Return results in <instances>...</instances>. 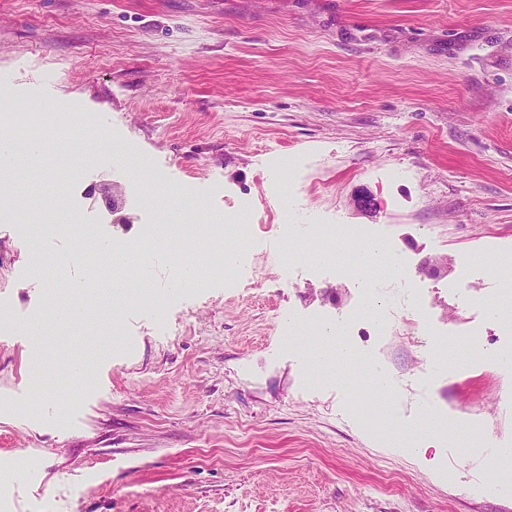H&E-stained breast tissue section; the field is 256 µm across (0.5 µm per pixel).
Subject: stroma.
Segmentation results:
<instances>
[{"mask_svg": "<svg viewBox=\"0 0 512 512\" xmlns=\"http://www.w3.org/2000/svg\"><path fill=\"white\" fill-rule=\"evenodd\" d=\"M0 88V114L49 104L126 147L91 168L82 139L13 156L5 192L25 208L0 211V512H512L483 491L484 456L512 448V283L496 265L512 256V0H0ZM280 179L300 233L360 224L414 267L447 257L421 277L451 332L431 378H415L422 336L365 322L348 375L314 366L317 317L359 300L332 274L175 299L167 333L108 280L79 325L49 313L111 259L37 211H74L109 243L138 236L168 191L198 205L197 236L246 201L242 224L275 257ZM473 255L469 302L449 313ZM278 309L299 335L273 329ZM373 361L401 438L432 403L478 416V446L428 441L422 465L365 431L352 383Z\"/></svg>", "mask_w": 512, "mask_h": 512, "instance_id": "35a3bbf8", "label": "stroma"}]
</instances>
